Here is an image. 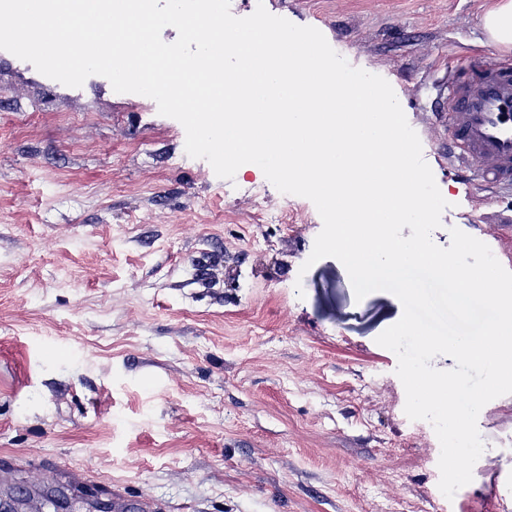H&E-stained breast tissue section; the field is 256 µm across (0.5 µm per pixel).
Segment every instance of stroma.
<instances>
[{"label":"stroma","instance_id":"1","mask_svg":"<svg viewBox=\"0 0 512 512\" xmlns=\"http://www.w3.org/2000/svg\"><path fill=\"white\" fill-rule=\"evenodd\" d=\"M500 0H264L392 86L456 227L512 260V193L448 172L438 90L467 57L512 65L485 36ZM253 174L218 177L154 100L99 75L72 88L0 54V502L53 466L158 512H512V394L485 405V450L446 499L440 444L410 420L402 316L356 299L333 257L309 263L315 205L258 220ZM498 484L499 498L489 488ZM66 479L20 512H91Z\"/></svg>","mask_w":512,"mask_h":512}]
</instances>
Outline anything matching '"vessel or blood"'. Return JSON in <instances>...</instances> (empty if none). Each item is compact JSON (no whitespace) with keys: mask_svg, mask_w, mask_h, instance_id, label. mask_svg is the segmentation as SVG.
I'll return each instance as SVG.
<instances>
[{"mask_svg":"<svg viewBox=\"0 0 512 512\" xmlns=\"http://www.w3.org/2000/svg\"><path fill=\"white\" fill-rule=\"evenodd\" d=\"M448 132V167L471 186L512 189V70L448 78V99L435 113Z\"/></svg>","mask_w":512,"mask_h":512,"instance_id":"obj_1","label":"vessel or blood"}]
</instances>
